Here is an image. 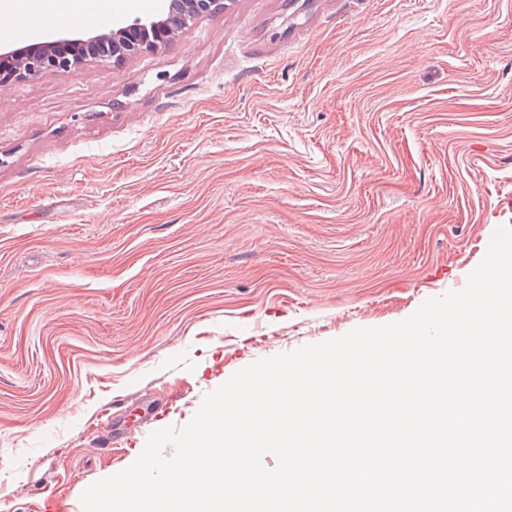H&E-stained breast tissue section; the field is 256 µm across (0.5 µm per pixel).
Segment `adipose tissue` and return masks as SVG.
I'll return each mask as SVG.
<instances>
[{
	"instance_id": "adipose-tissue-1",
	"label": "adipose tissue",
	"mask_w": 512,
	"mask_h": 512,
	"mask_svg": "<svg viewBox=\"0 0 512 512\" xmlns=\"http://www.w3.org/2000/svg\"><path fill=\"white\" fill-rule=\"evenodd\" d=\"M35 0H0V39L13 36V21L19 18L30 19L36 16L67 19L68 16L80 18L99 19L109 17L115 13L133 8L135 0H74L73 11L59 10L55 7V0L39 1V9H32L31 3Z\"/></svg>"
}]
</instances>
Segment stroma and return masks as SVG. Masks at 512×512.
<instances>
[{"label":"stroma","mask_w":512,"mask_h":512,"mask_svg":"<svg viewBox=\"0 0 512 512\" xmlns=\"http://www.w3.org/2000/svg\"><path fill=\"white\" fill-rule=\"evenodd\" d=\"M512 227V0H226L0 90V512H84L254 362Z\"/></svg>","instance_id":"35a3bbf8"}]
</instances>
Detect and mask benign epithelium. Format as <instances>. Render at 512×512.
Returning a JSON list of instances; mask_svg holds the SVG:
<instances>
[{"label":"benign epithelium","mask_w":512,"mask_h":512,"mask_svg":"<svg viewBox=\"0 0 512 512\" xmlns=\"http://www.w3.org/2000/svg\"><path fill=\"white\" fill-rule=\"evenodd\" d=\"M224 10V0H164L161 12L137 17L107 32L61 36L22 50L0 53V89L52 71L75 74L92 56L120 67L125 60L171 42L195 21Z\"/></svg>","instance_id":"1"}]
</instances>
